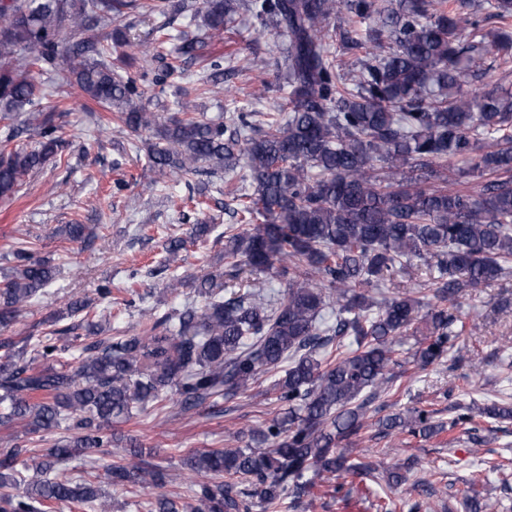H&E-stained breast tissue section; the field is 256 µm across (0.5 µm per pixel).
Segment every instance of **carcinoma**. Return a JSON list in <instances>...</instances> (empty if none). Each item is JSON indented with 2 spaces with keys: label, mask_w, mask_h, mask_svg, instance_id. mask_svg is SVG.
<instances>
[{
  "label": "carcinoma",
  "mask_w": 512,
  "mask_h": 512,
  "mask_svg": "<svg viewBox=\"0 0 512 512\" xmlns=\"http://www.w3.org/2000/svg\"><path fill=\"white\" fill-rule=\"evenodd\" d=\"M201 0L199 23L180 53L197 57L208 40L244 11L255 27L283 38L277 71L287 93L270 112H238L225 121L181 103L163 116L152 91L112 62L115 38L66 45L60 31L87 32L128 9L165 14L171 0H0V197L58 153L61 129L43 117L46 79L74 82L108 114L107 123L140 136L151 166L190 182L201 170L227 181L245 166L253 192L230 188L238 224L224 230V271L197 284L202 311L151 315L125 336L81 343L73 363L47 337L32 350L0 336V427L14 428L0 455V512H47L69 503L106 512L100 482L43 475L75 457L107 453V480L158 488L166 473L144 462L154 449L119 445L112 424L179 396L184 411L249 390L275 375L277 409L240 432L238 448L188 456L193 503L164 493L150 512H280L296 508L314 477L352 471L400 485L417 461L381 468L350 461L371 400L393 387L394 369L421 366L458 350L457 300L467 288L503 277L512 265V87L468 94L470 68L491 56L512 64V0ZM504 23L490 38L479 14ZM357 51L350 73L333 41ZM18 112L37 123L33 150H6L19 134ZM456 159L485 179L482 189L448 188ZM205 201L179 211L198 240L210 225L191 218ZM0 277V326L55 278V268L25 245ZM429 272L431 300L403 293L377 300L379 282L413 266ZM279 270L286 297L250 290L224 293V278ZM429 324L409 356L403 337ZM387 435L443 432L429 413L392 414ZM65 430L66 436H56ZM50 447L29 457L32 438ZM31 470L25 481L17 466Z\"/></svg>",
  "instance_id": "cac0c4a2"
}]
</instances>
